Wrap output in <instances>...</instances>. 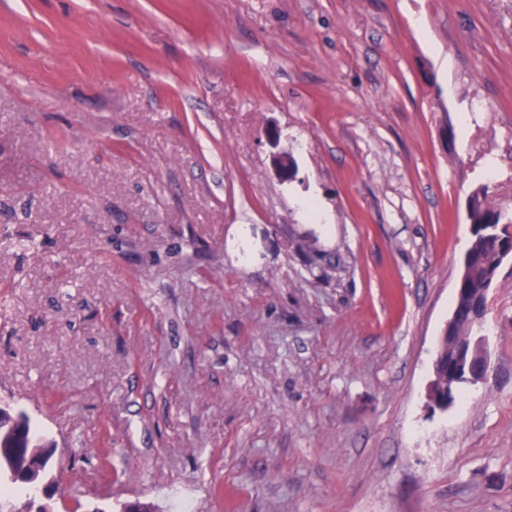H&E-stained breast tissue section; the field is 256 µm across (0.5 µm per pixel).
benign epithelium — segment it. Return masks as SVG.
Returning a JSON list of instances; mask_svg holds the SVG:
<instances>
[{"label":"benign epithelium","mask_w":512,"mask_h":512,"mask_svg":"<svg viewBox=\"0 0 512 512\" xmlns=\"http://www.w3.org/2000/svg\"><path fill=\"white\" fill-rule=\"evenodd\" d=\"M277 173L282 179H289L294 173V159L289 153L274 155ZM487 301L470 300L456 293L455 306L451 317L444 326L436 342L433 360V376L439 377L443 367H448V375L459 378L466 384H476L483 380L491 367V358L487 351V338L474 337L470 333H459L458 311L467 309L471 316L480 319ZM27 416L19 412L15 415L0 407V457L6 459V469L0 476L7 479H19L37 490L36 496L26 499L14 512H46L48 507L42 500L50 498L53 492V480L46 477L42 461L36 457L38 448H53L45 438L31 440L26 438L25 423Z\"/></svg>","instance_id":"obj_1"}]
</instances>
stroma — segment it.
Returning a JSON list of instances; mask_svg holds the SVG:
<instances>
[{"instance_id": "stroma-1", "label": "stroma", "mask_w": 512, "mask_h": 512, "mask_svg": "<svg viewBox=\"0 0 512 512\" xmlns=\"http://www.w3.org/2000/svg\"><path fill=\"white\" fill-rule=\"evenodd\" d=\"M485 184L512 0H0V403L59 512H512V265L426 397Z\"/></svg>"}]
</instances>
